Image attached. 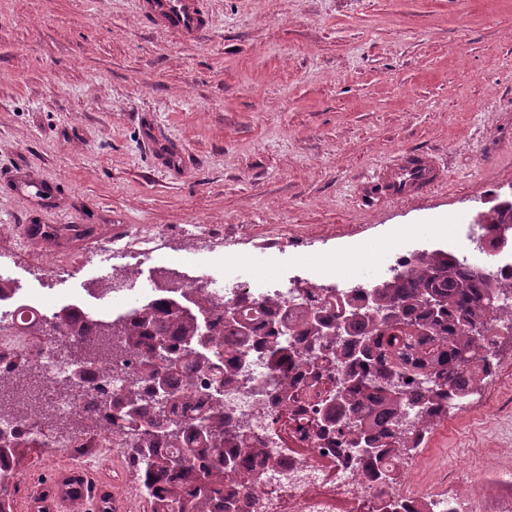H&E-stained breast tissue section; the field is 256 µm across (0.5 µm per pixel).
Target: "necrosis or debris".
Instances as JSON below:
<instances>
[{
  "label": "necrosis or debris",
  "instance_id": "4bbe7bcc",
  "mask_svg": "<svg viewBox=\"0 0 512 512\" xmlns=\"http://www.w3.org/2000/svg\"><path fill=\"white\" fill-rule=\"evenodd\" d=\"M51 298L33 304L7 303L0 307V321L12 333L0 335V371L21 367L38 369L41 378L59 380L71 375L69 366L57 363L56 350L64 347L63 337L42 334L27 335L24 324L44 320L52 308ZM246 384L225 389L224 410L235 423L247 426L253 435L272 446L275 467L261 479L259 491L267 512H371L385 502L398 505L399 512H418L430 503L433 512H476L466 497L436 495L424 486L401 491L397 486L381 482L379 472H397L402 459L385 456L378 470H370L358 453L345 445L334 432L319 433L310 425L314 396H325L340 385L342 368L321 372L311 377L309 361H301L298 373L308 379L305 397L284 406L277 379L259 351H249L242 360ZM87 383L82 393L69 400L67 408L78 413L86 407L103 409L107 395L119 387V380L102 376L97 368L86 372ZM294 415L288 426V452L278 448L279 429L274 417L283 408Z\"/></svg>",
  "mask_w": 512,
  "mask_h": 512
}]
</instances>
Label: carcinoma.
Instances as JSON below:
<instances>
[{"label":"carcinoma","mask_w":512,"mask_h":512,"mask_svg":"<svg viewBox=\"0 0 512 512\" xmlns=\"http://www.w3.org/2000/svg\"><path fill=\"white\" fill-rule=\"evenodd\" d=\"M492 239L512 226V200L502 201L481 215ZM457 257L435 250L419 252L402 271L367 286L371 307L347 303L334 310L289 309L272 296L251 311L249 304L233 305L238 320L224 319L225 305L215 303L205 288H184L193 314L177 309L168 291L128 313L110 317L85 314L80 329L74 321L80 308L66 306L51 316L56 336L70 339L78 366H90L113 356L133 355L137 368L112 393L101 415L55 417L53 426L76 438L83 431L112 432L117 427L130 460L140 471L142 491L151 512H234L248 490L245 478H258L267 459L264 448L252 447L247 430L224 416V388L238 383V354L260 350L280 378L283 392L303 394L289 372L294 358L311 349L319 352L320 369L335 367L337 327L346 338L341 358L346 367L341 386L315 404L316 427L331 429L343 419L355 421L341 432L365 462L377 467L386 454L418 448L448 388L467 398L477 388L470 370L473 360L490 352L500 337L490 335L496 325L512 322V306L498 302L512 296V280L499 278L491 266L472 264L467 277ZM350 317L345 321L344 317ZM237 341L234 350L218 343ZM413 346L417 365L427 370V386L406 393L407 363L403 349ZM196 374L213 377L210 405L187 419L183 401ZM36 373L20 369L0 378V388L23 394ZM409 408L422 427L409 432L399 427L398 411ZM46 442L11 434L0 442V461L17 470L35 448Z\"/></svg>","instance_id":"carcinoma-1"}]
</instances>
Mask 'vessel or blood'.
I'll use <instances>...</instances> for the list:
<instances>
[{
    "label": "vessel or blood",
    "instance_id": "obj_1",
    "mask_svg": "<svg viewBox=\"0 0 512 512\" xmlns=\"http://www.w3.org/2000/svg\"><path fill=\"white\" fill-rule=\"evenodd\" d=\"M141 16L152 26L177 34L185 43L198 42L210 26L204 0H139ZM438 177L435 162L425 156H403L393 173L379 172L364 184L367 193L400 199L429 188ZM111 501L106 477L91 469L64 466L30 492L29 512H84L88 503Z\"/></svg>",
    "mask_w": 512,
    "mask_h": 512
}]
</instances>
